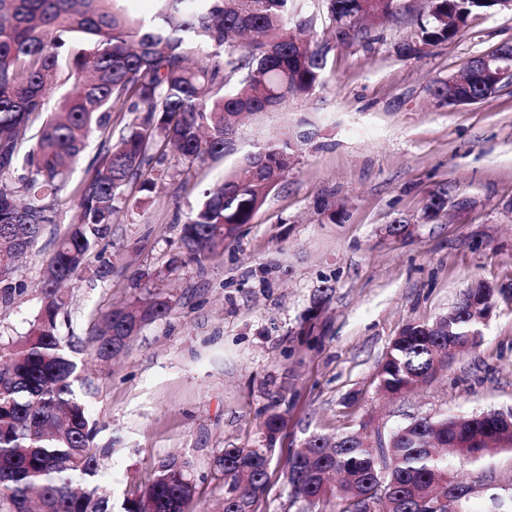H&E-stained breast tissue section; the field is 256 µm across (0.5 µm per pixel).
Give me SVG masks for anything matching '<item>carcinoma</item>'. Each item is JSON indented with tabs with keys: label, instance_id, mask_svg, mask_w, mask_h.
Listing matches in <instances>:
<instances>
[{
	"label": "carcinoma",
	"instance_id": "obj_1",
	"mask_svg": "<svg viewBox=\"0 0 512 512\" xmlns=\"http://www.w3.org/2000/svg\"><path fill=\"white\" fill-rule=\"evenodd\" d=\"M124 0H0V299L22 290L15 262L45 227L60 223L58 198L69 163L96 131L100 151L76 190L78 222L58 237L48 258L42 302L29 330L0 342V512H114L98 483L100 459L87 398L92 381L77 375L71 354L110 358L172 306L157 294L107 312L82 341L59 333L68 303L62 284L84 268L127 191L153 192L165 174L167 149L183 165L224 156L240 116L267 112L324 85L330 47L310 19H296L298 0H155L151 24ZM328 27L345 40L363 24L398 13L399 0H322ZM500 0H428L427 13L400 43L402 57L456 38L469 19L504 12ZM69 86L49 113L45 91ZM132 115L112 140V113ZM288 141L245 156L224 181L203 191L186 216L185 258L206 260L251 223L286 177ZM481 312L459 306L432 323H409L378 365V387L392 395L430 379L439 362L474 349ZM284 416L272 409L260 426L264 444L227 447L215 465L224 474L220 512H258ZM495 445L512 451L500 412L425 416L385 432L314 435L291 452L283 475L306 508L336 501V512H437L443 500L461 512L473 495L449 456L478 462ZM197 494L192 465L170 458L137 487L123 512H191Z\"/></svg>",
	"mask_w": 512,
	"mask_h": 512
}]
</instances>
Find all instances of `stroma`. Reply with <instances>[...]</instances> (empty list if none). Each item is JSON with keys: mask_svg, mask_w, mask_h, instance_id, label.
<instances>
[{"mask_svg": "<svg viewBox=\"0 0 512 512\" xmlns=\"http://www.w3.org/2000/svg\"><path fill=\"white\" fill-rule=\"evenodd\" d=\"M424 6L400 0L367 40L331 41L323 87L247 117L223 158L170 168L89 252L62 335H88L139 296L172 302L119 358H77L96 388L90 414L114 505L179 457L193 466L197 508L216 512L224 477L214 458L228 445H258L272 408L286 424L259 512H298L280 463L313 435L512 408V92L462 106L431 94L474 57L512 45V12L474 17L454 40L400 57ZM279 138L294 146L287 179L204 265L182 262V226L202 191ZM98 147L90 138L60 195L59 223L19 263L24 291L0 303V336L22 335L37 315L45 262L76 217L73 188ZM443 188L447 207L425 217ZM400 222L406 231L394 233ZM107 261L112 273L98 279ZM477 281L495 288L480 345L419 389L383 397L376 372L392 339L447 315ZM322 294L327 303L315 306ZM457 469L512 497V452Z\"/></svg>", "mask_w": 512, "mask_h": 512, "instance_id": "obj_1", "label": "stroma"}]
</instances>
